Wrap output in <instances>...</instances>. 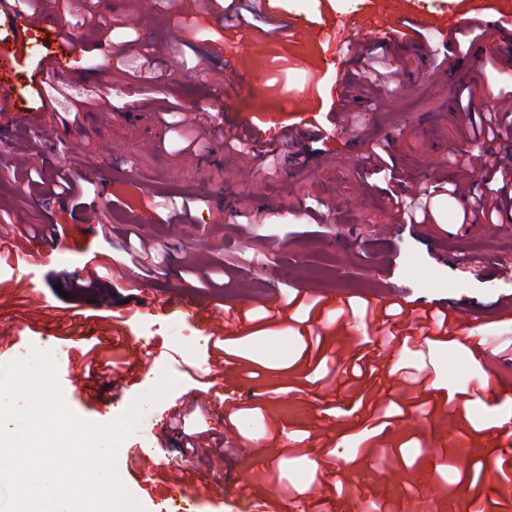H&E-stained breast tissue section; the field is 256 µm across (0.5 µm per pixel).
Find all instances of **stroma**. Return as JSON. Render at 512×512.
Wrapping results in <instances>:
<instances>
[{
  "mask_svg": "<svg viewBox=\"0 0 512 512\" xmlns=\"http://www.w3.org/2000/svg\"><path fill=\"white\" fill-rule=\"evenodd\" d=\"M478 8L493 21L512 17V0H277L265 7L266 24L233 36L204 20L198 0H41L38 22L23 35L0 11V48L17 52L0 77L8 102L0 111V239L10 240L15 224L64 228L55 241L25 242L0 265V357L52 351L66 405L97 423L121 416L163 377L174 380L118 451L117 474L140 512L175 504L243 512L259 497L252 477L260 471L288 512H322L327 498L333 512H368L373 504L382 512H473L512 479L503 461L511 442L485 429L490 409L512 402V362L498 348L500 336L512 333L505 314L512 220L459 223L468 198L442 196L435 223H395L385 182L365 180L359 164L385 143L413 195L434 176L456 179L458 146L483 147L456 107L462 86L475 89V112L512 111L494 44L435 55L386 34L406 18L448 21ZM46 15L79 43L59 82L80 89L111 75V110L85 113L76 124L44 110L48 91L36 80L59 50ZM349 19L365 23L366 51L385 53L396 75L377 103L353 102L360 120L343 126L327 116L339 109L337 83L355 73L334 27ZM147 54L155 59L150 71L140 67ZM426 71L437 82L421 81ZM145 79L181 104L175 123L129 95ZM311 115L323 123L326 143L290 146L285 127ZM231 125L258 127L276 142L278 170L255 171L225 150ZM42 129L50 138L36 140ZM61 169L84 185L93 217L49 192ZM186 200L189 220L172 221ZM130 235L168 257L167 270L144 278L126 265L114 245ZM98 253L111 255L114 272L98 287L60 297L57 286L87 276ZM216 270L224 282L217 292L206 286ZM287 295L323 299L339 313L396 302L451 309L459 320V341L431 351L438 376L421 406L397 413L389 444L366 460L358 450L373 431L334 383L388 328L357 318L329 327L317 312L304 324L267 325V310ZM227 310L247 319L230 327L222 360L210 337ZM114 326L123 351L142 362L87 400L81 352ZM409 355L405 344L389 341L373 395L401 401L398 367ZM242 359L251 375L236 374ZM217 383L242 406L233 421L209 397ZM476 388L481 398L468 400ZM176 413L185 415L187 431L224 447L222 469L161 439Z\"/></svg>",
  "mask_w": 512,
  "mask_h": 512,
  "instance_id": "stroma-1",
  "label": "stroma"
}]
</instances>
